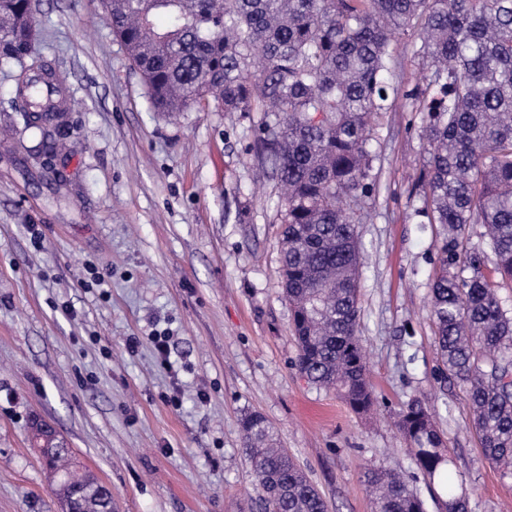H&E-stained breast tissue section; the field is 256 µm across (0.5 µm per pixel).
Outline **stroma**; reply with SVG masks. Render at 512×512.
Instances as JSON below:
<instances>
[{"instance_id": "stroma-1", "label": "stroma", "mask_w": 512, "mask_h": 512, "mask_svg": "<svg viewBox=\"0 0 512 512\" xmlns=\"http://www.w3.org/2000/svg\"><path fill=\"white\" fill-rule=\"evenodd\" d=\"M37 20L35 48L70 88V150L51 173L28 134H0V512H60L35 415L111 488L113 512H264L243 452L251 412L328 512H373L368 469L417 471L393 424L415 399L436 417L469 512H512V477L483 460L463 388L440 379L430 288L442 235L413 214L419 113L399 105L376 132L358 230L359 334L378 403L359 416L295 366L260 113L153 112L100 0H39ZM419 43L413 31L393 45L406 91L426 85ZM91 266L105 283L85 289Z\"/></svg>"}]
</instances>
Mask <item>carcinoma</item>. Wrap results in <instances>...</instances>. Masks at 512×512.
I'll return each mask as SVG.
<instances>
[{
	"instance_id": "carcinoma-1",
	"label": "carcinoma",
	"mask_w": 512,
	"mask_h": 512,
	"mask_svg": "<svg viewBox=\"0 0 512 512\" xmlns=\"http://www.w3.org/2000/svg\"><path fill=\"white\" fill-rule=\"evenodd\" d=\"M157 112L202 104L261 112L255 129L278 176L285 211L282 288L292 310L296 366L334 389L357 415L376 403L358 336L361 242L374 190L373 128L404 93L392 45L422 32L426 87L411 93L428 145L415 214L443 230L431 317L444 377L466 391L484 459L512 476V0H102ZM171 18L160 29L154 19ZM37 19L28 0H0V67H20L15 111L39 138L42 166L62 148L69 88L29 57ZM483 227L470 244L467 227ZM492 268H487V264ZM245 454L265 512H326L307 475L263 416L241 420ZM396 428L435 512H468L443 478L450 449L424 401ZM56 495L79 486L96 512L104 485L81 473L66 444L44 451ZM374 512H428L404 474L366 472Z\"/></svg>"
}]
</instances>
